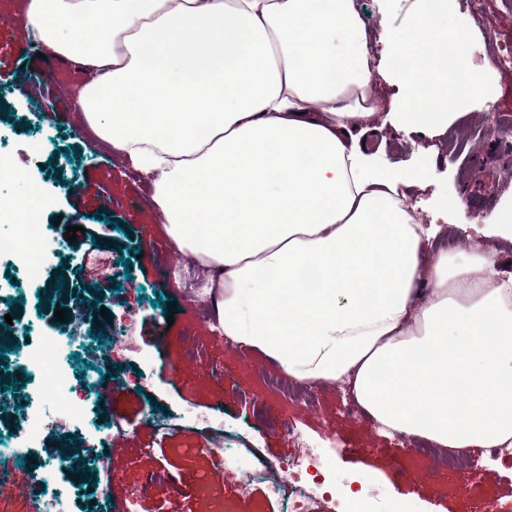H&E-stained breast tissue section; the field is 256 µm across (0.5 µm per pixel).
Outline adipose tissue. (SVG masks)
Returning a JSON list of instances; mask_svg holds the SVG:
<instances>
[{
	"instance_id": "obj_1",
	"label": "adipose tissue",
	"mask_w": 512,
	"mask_h": 512,
	"mask_svg": "<svg viewBox=\"0 0 512 512\" xmlns=\"http://www.w3.org/2000/svg\"><path fill=\"white\" fill-rule=\"evenodd\" d=\"M27 13L34 38L96 73L75 109L152 180L167 235L219 288L225 338L294 383L346 385L390 433L512 447V270L492 249L427 260L443 225L397 205L420 175H395L354 133L371 114L354 0H29ZM414 29L401 121L443 127L449 73L473 96L484 79L429 14Z\"/></svg>"
}]
</instances>
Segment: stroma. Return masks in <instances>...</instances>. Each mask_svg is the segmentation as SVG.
Returning <instances> with one entry per match:
<instances>
[{
    "label": "stroma",
    "mask_w": 512,
    "mask_h": 512,
    "mask_svg": "<svg viewBox=\"0 0 512 512\" xmlns=\"http://www.w3.org/2000/svg\"><path fill=\"white\" fill-rule=\"evenodd\" d=\"M376 57L368 92L379 108L369 119L368 141L395 173L424 174L408 189L418 223L447 224L436 249L449 254L489 247L484 238L461 239V225L484 224L512 209V63L496 62L499 45L512 44V0H450L439 26L463 33L461 51L476 64L486 90L478 97L452 93L454 113L444 134L428 124L404 131L386 124L388 108L405 111L411 89L397 75L396 32L413 31L423 0H355ZM29 18L20 0H0V163L21 169L26 182L0 184L13 196L25 184L48 200L42 222L56 245L44 262L58 278L25 284L17 262L0 258V312L25 325L19 344L54 346L56 307L74 297H97L105 318L81 322L69 343L74 373L111 375L117 392H90L85 419L67 433L44 431L34 441L19 434L20 408L0 409V445L26 443L25 468L35 477L31 498L0 512H28L44 484L59 487V512H285L267 479L240 490L241 467L262 461L275 470L301 444L333 449L323 477L327 498L312 512H331V498L347 512H512V453L471 451V468H444L445 451L420 452L408 437L387 435L369 415L349 412L351 396L337 384H289L271 393L265 384L278 367L242 346L226 344L207 292L210 273L176 249L151 185L128 159L97 137L73 108L86 73L66 63L59 83L42 80L44 59L23 54ZM50 103V117L40 114ZM488 161L496 189L486 205L465 193ZM84 224L89 234L68 241L65 228ZM111 261L104 279L95 258ZM169 323L165 345L154 336ZM136 349L113 350L124 327ZM288 415L293 428L276 418ZM68 441L89 474L73 484L49 465L59 441Z\"/></svg>",
    "instance_id": "stroma-1"
}]
</instances>
